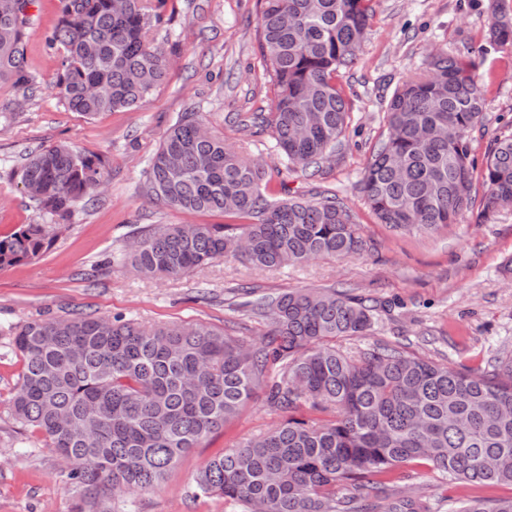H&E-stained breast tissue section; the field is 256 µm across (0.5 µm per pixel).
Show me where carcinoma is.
I'll list each match as a JSON object with an SVG mask.
<instances>
[{"label": "carcinoma", "mask_w": 512, "mask_h": 512, "mask_svg": "<svg viewBox=\"0 0 512 512\" xmlns=\"http://www.w3.org/2000/svg\"><path fill=\"white\" fill-rule=\"evenodd\" d=\"M48 38L63 49L55 76L66 108L92 119L140 106L164 81L167 51L148 39L167 0H58ZM0 0V84L22 87L28 9ZM257 36L274 88L272 111L238 113L241 128L269 126L286 165L305 171L336 155L348 108L337 77L357 59L371 0H258ZM490 41L512 46L501 5ZM105 84L112 94L98 97ZM484 107L474 64L440 50L427 73L404 81L386 111L388 136L362 178L380 223L432 235L456 222L474 189L468 133ZM263 165L239 155L199 112H182L153 153L142 197L189 214L221 212L238 224H162L136 236L124 265L144 278L179 277L221 259L282 268L364 250L353 215L334 195L271 199ZM6 178L55 228L104 185L94 155L55 145L29 154ZM482 214L512 208V136L495 138L481 170ZM44 224L0 237V269L49 245ZM240 308L266 322L257 343L201 322L142 325L121 316L68 313L13 332L24 362L8 399L14 418L69 466L95 506L100 494L156 487L189 449L224 428L258 386L291 417L207 461L198 494L246 512H429L385 478L415 462L448 482L512 486V353L487 370L461 371L395 347L344 349L366 336L374 304L344 287L278 294L242 286ZM303 407L330 416L297 417ZM458 512H512V496L457 500Z\"/></svg>", "instance_id": "carcinoma-1"}]
</instances>
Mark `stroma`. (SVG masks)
Listing matches in <instances>:
<instances>
[{
    "label": "stroma",
    "instance_id": "stroma-1",
    "mask_svg": "<svg viewBox=\"0 0 512 512\" xmlns=\"http://www.w3.org/2000/svg\"><path fill=\"white\" fill-rule=\"evenodd\" d=\"M496 5L373 0L362 50L339 78L350 112L345 145L322 169L289 173L270 131L244 130L232 122L237 112H270L273 102L256 39V0H169L166 22L150 32L170 55L166 79L140 107L93 119L69 111L54 85L58 54L47 49L45 36L58 0H35L26 54L31 81L24 88L0 87V173L27 153L65 144L97 155L106 185L40 257L0 270V512H74L83 503L61 459L7 405L23 371L12 330L31 319L72 311L120 313L148 325L202 322L254 342L263 324L230 309L234 288L282 292L343 283L354 295L391 308L370 335L348 339L350 347L399 342L410 354L458 369L483 368L512 352V275L501 271L512 259V211L485 223L475 201L437 234L404 235L376 220L361 189L364 170L387 135L388 101L404 80L424 71L433 50L472 59L485 81L482 121L469 133L475 162H482L494 138L512 135V46L488 38ZM191 111L203 113L227 144L263 164L272 192L336 194L366 243L363 254L272 271L230 259L163 280L141 278L118 265L128 242L158 225L225 221L220 213L186 214L150 203L139 193L167 129L179 113ZM46 221L21 187L0 176V236ZM284 418L268 405L264 391H256L232 423L186 452L157 487L104 495L103 512H244L222 498L197 495L194 477L214 455ZM399 486L430 512H452L461 497L512 496L508 486L449 485L424 465L403 469Z\"/></svg>",
    "mask_w": 512,
    "mask_h": 512
}]
</instances>
